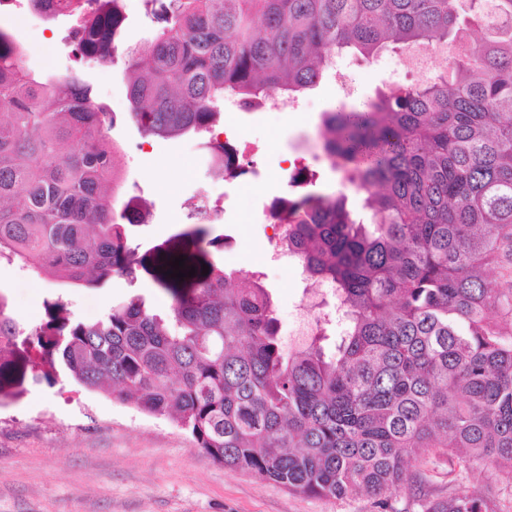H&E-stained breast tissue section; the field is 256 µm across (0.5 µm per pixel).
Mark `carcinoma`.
I'll use <instances>...</instances> for the list:
<instances>
[{"mask_svg":"<svg viewBox=\"0 0 512 512\" xmlns=\"http://www.w3.org/2000/svg\"><path fill=\"white\" fill-rule=\"evenodd\" d=\"M162 23L130 51V118L163 139L211 132L219 103L293 99L332 57L446 45L449 70L381 90L363 111L322 115V152L364 187L358 217L342 194L293 201L286 245L309 275L336 285L345 327L283 350L271 292L228 271L224 238L205 224L146 250L114 219L116 114L82 75L36 73L0 27V258L62 283L102 288L140 277L142 295L103 318H73L59 298L25 327L0 296V395L27 374L166 417L212 462L291 492H364L383 512L412 463L405 512H501L494 490L469 492L471 471L512 479V0H148ZM46 19L77 21L82 58L110 60L123 0L87 14L83 0H27ZM185 258L176 279L172 261ZM209 267L202 274V265ZM458 460L448 494L423 491L436 455Z\"/></svg>","mask_w":512,"mask_h":512,"instance_id":"obj_1","label":"carcinoma"}]
</instances>
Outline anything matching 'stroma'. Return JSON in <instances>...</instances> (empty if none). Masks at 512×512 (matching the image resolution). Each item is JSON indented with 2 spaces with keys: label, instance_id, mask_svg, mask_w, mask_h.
Segmentation results:
<instances>
[{
  "label": "stroma",
  "instance_id": "35a3bbf8",
  "mask_svg": "<svg viewBox=\"0 0 512 512\" xmlns=\"http://www.w3.org/2000/svg\"><path fill=\"white\" fill-rule=\"evenodd\" d=\"M126 20L115 42L113 63L99 67L73 53L72 19L43 20L15 0L0 12V25L14 29L35 70L81 72L95 98L117 115L110 137L122 148V197L149 199L152 209L134 229L133 241L148 249L173 238L185 225L199 223L192 209L202 201L219 205L223 187L214 185L206 135L161 139L143 137L128 113L130 103L122 70L129 49L150 40L159 23L144 0H124ZM399 50L363 60L335 55L354 88L346 94L332 75L299 95L296 111L276 116L244 112L234 100L221 105L220 129L239 138L256 180L241 181L237 206L210 228L223 237L216 256L226 269L261 271L282 326H291L302 295V281L288 261L273 256L271 230L258 214L289 187L295 161H302L313 194L333 192L341 181L314 141L324 112L337 105L363 104L383 84L414 80ZM144 296L154 310L166 312L169 299L149 280L135 284L116 279L102 288L67 286L36 275L15 262L0 260V295L6 311L28 325L44 317L45 301L67 303L83 322L101 318L110 305ZM24 393L0 399V512H374L363 494L343 499L307 497L271 481L225 468L197 452L191 436L171 421L145 414L105 394L86 390L67 376L55 384L27 379Z\"/></svg>",
  "mask_w": 512,
  "mask_h": 512
}]
</instances>
